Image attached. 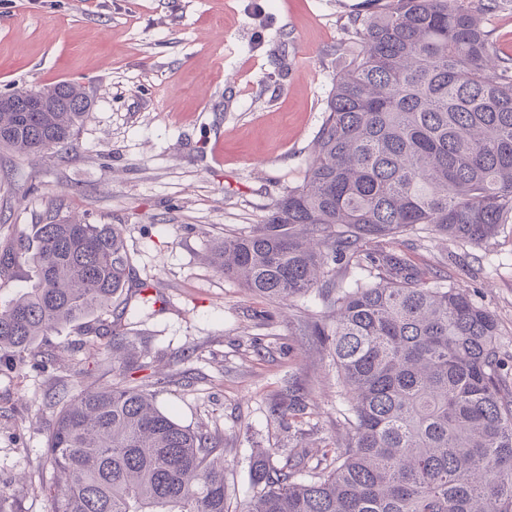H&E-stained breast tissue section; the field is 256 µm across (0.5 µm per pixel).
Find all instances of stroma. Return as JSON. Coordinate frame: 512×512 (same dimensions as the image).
Listing matches in <instances>:
<instances>
[{
    "label": "stroma",
    "instance_id": "1",
    "mask_svg": "<svg viewBox=\"0 0 512 512\" xmlns=\"http://www.w3.org/2000/svg\"><path fill=\"white\" fill-rule=\"evenodd\" d=\"M378 0H0V94L63 81L91 109L67 154L0 150V243L49 214L122 225L134 275L164 298L125 341L156 403L224 449L227 497L252 496L273 448L306 469L344 443L336 365L307 333L318 293L273 302L224 278L212 246L264 223L299 185L337 74L360 50L353 21ZM491 67L512 60V0L484 11ZM387 251L428 278L452 276L498 323L512 356V224L485 245L423 230ZM113 380L76 328L49 335L0 375V512H48L54 397ZM304 407L280 417L289 392Z\"/></svg>",
    "mask_w": 512,
    "mask_h": 512
}]
</instances>
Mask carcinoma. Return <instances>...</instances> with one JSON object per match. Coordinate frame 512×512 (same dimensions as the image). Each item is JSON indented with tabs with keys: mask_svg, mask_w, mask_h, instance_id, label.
Segmentation results:
<instances>
[{
	"mask_svg": "<svg viewBox=\"0 0 512 512\" xmlns=\"http://www.w3.org/2000/svg\"><path fill=\"white\" fill-rule=\"evenodd\" d=\"M362 48L336 77L304 178L266 223L224 239L212 264L272 301L316 290L352 435L342 462L303 472L254 463L257 491L234 512H512V393L495 317L453 282L426 283L384 243L422 226L482 245L512 219V67L486 72L488 35L462 0H386L354 20ZM55 112H0V147L41 156L72 144L90 103L60 82ZM31 287L0 305V372L83 327L118 380L57 398L46 446L50 512H229L224 449L125 381L131 318L153 307L130 288L123 228L78 218L33 225L0 248ZM355 266L376 279L335 281Z\"/></svg>",
	"mask_w": 512,
	"mask_h": 512,
	"instance_id": "cac0c4a2",
	"label": "carcinoma"
}]
</instances>
